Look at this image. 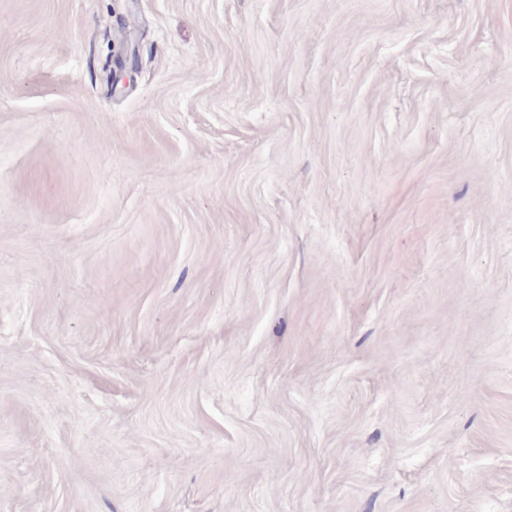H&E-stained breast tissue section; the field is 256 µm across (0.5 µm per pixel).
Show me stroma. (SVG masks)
I'll return each mask as SVG.
<instances>
[{
    "label": "stroma",
    "mask_w": 512,
    "mask_h": 512,
    "mask_svg": "<svg viewBox=\"0 0 512 512\" xmlns=\"http://www.w3.org/2000/svg\"><path fill=\"white\" fill-rule=\"evenodd\" d=\"M0 512H512V0H0Z\"/></svg>",
    "instance_id": "35a3bbf8"
}]
</instances>
